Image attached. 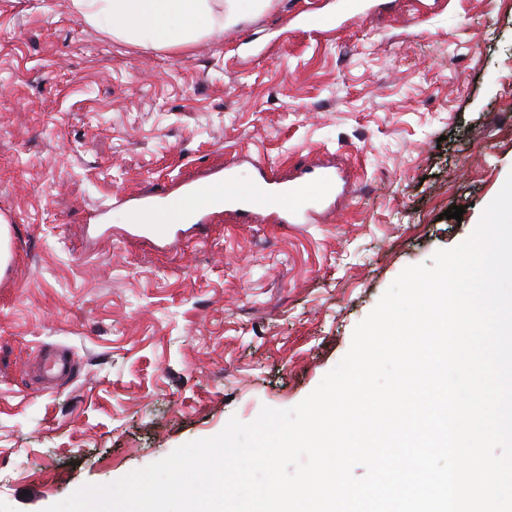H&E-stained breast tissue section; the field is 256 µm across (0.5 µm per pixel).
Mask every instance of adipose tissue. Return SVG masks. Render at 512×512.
Returning a JSON list of instances; mask_svg holds the SVG:
<instances>
[{
    "label": "adipose tissue",
    "mask_w": 512,
    "mask_h": 512,
    "mask_svg": "<svg viewBox=\"0 0 512 512\" xmlns=\"http://www.w3.org/2000/svg\"><path fill=\"white\" fill-rule=\"evenodd\" d=\"M242 0H71L89 26L144 48L223 37L244 18Z\"/></svg>",
    "instance_id": "ef3b65f1"
}]
</instances>
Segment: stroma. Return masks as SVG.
<instances>
[{
    "label": "stroma",
    "instance_id": "obj_1",
    "mask_svg": "<svg viewBox=\"0 0 512 512\" xmlns=\"http://www.w3.org/2000/svg\"><path fill=\"white\" fill-rule=\"evenodd\" d=\"M271 0L219 40L147 50L71 0H0V512H44L231 418L290 408L348 353L401 271L473 233L512 172V0H379L341 31ZM347 181L310 224L217 211L164 250L113 195L235 162ZM462 219H447L449 207ZM77 374L42 390L41 351Z\"/></svg>",
    "mask_w": 512,
    "mask_h": 512
}]
</instances>
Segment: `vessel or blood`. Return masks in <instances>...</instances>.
<instances>
[{
  "mask_svg": "<svg viewBox=\"0 0 512 512\" xmlns=\"http://www.w3.org/2000/svg\"><path fill=\"white\" fill-rule=\"evenodd\" d=\"M258 176L247 190L238 189L235 183L233 163H225L220 178L224 196L220 200L225 210L244 217L259 213L272 217L277 224L310 223L317 207L326 203L336 188L338 174L328 169H311L302 180L279 181L271 166L256 162ZM75 360L70 351L56 348L45 354L39 361L37 373L49 385L70 375Z\"/></svg>",
  "mask_w": 512,
  "mask_h": 512,
  "instance_id": "obj_1",
  "label": "vessel or blood"
}]
</instances>
